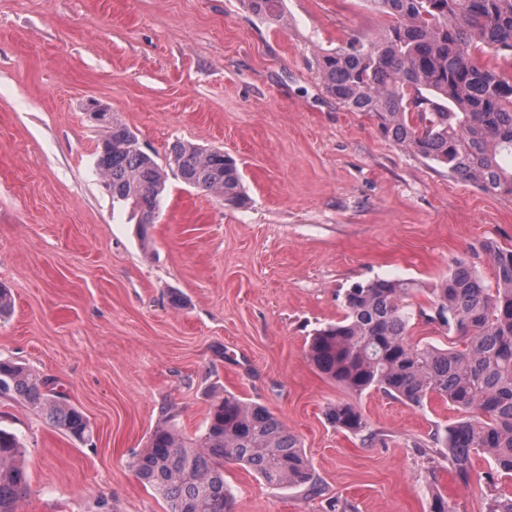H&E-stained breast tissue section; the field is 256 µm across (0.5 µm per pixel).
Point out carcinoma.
Returning <instances> with one entry per match:
<instances>
[{"mask_svg": "<svg viewBox=\"0 0 512 512\" xmlns=\"http://www.w3.org/2000/svg\"><path fill=\"white\" fill-rule=\"evenodd\" d=\"M388 24L371 40L353 39L317 56L325 93L350 112H363L393 144L448 168L483 190L512 196V74L489 58L512 59V0H367ZM249 9L278 17L281 0H247ZM97 166L112 198L125 203L142 236L156 222L167 173L156 155L132 144L119 117L104 126ZM169 161L186 185L224 199L247 201L243 176L220 149L174 142ZM493 269L488 283L461 257L428 289L432 314L408 303L412 282L372 279L342 293L345 315L312 336L308 356L330 379L359 395L380 390L414 407L445 400L458 419L436 440L462 479L474 459L512 476V247L484 241L470 248ZM445 331L448 345L412 341L415 316ZM0 394H14L76 440L92 435L84 414L27 368L0 360ZM337 429L363 432L353 404L327 407ZM162 424L134 462L142 484L164 498L168 512H233L224 467L246 468L270 486L288 483L320 493L297 437L264 406L232 395L209 404L206 426L193 438ZM18 438L0 429V512H19L30 494ZM486 512H512V496L490 494Z\"/></svg>", "mask_w": 512, "mask_h": 512, "instance_id": "carcinoma-1", "label": "carcinoma"}]
</instances>
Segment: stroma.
<instances>
[{
  "instance_id": "35a3bbf8",
  "label": "stroma",
  "mask_w": 512,
  "mask_h": 512,
  "mask_svg": "<svg viewBox=\"0 0 512 512\" xmlns=\"http://www.w3.org/2000/svg\"><path fill=\"white\" fill-rule=\"evenodd\" d=\"M275 21L245 0H0V359L55 382L90 421L78 442L14 397L0 428L26 448L20 512H166L136 478L165 407L198 435L220 388L265 406L300 440L321 494L224 470L234 512H427L425 487L453 512H486L483 458L460 481L436 432L457 412L356 394L308 359L339 298L376 277L427 287L470 246L512 245V196L483 190L385 139L326 96L319 53L372 39L386 18L366 0H283ZM107 106L166 162L180 140L234 157L243 208L169 172L141 238L96 167ZM356 405L353 435L326 418ZM326 416L328 421L341 431L358 434L367 428L362 412L350 403L331 404L326 410Z\"/></svg>"
}]
</instances>
